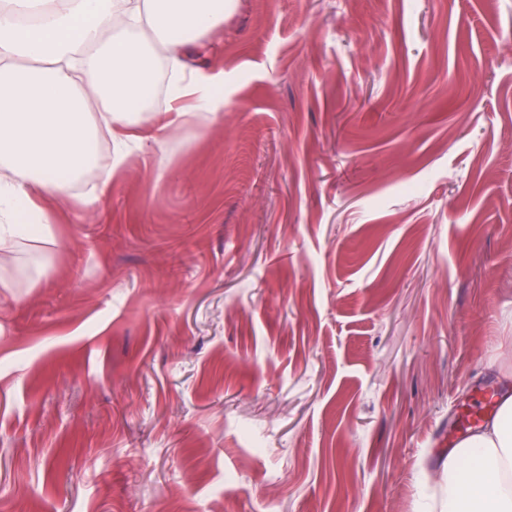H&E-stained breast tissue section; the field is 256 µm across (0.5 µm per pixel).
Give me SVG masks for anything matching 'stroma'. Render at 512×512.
Wrapping results in <instances>:
<instances>
[{"mask_svg": "<svg viewBox=\"0 0 512 512\" xmlns=\"http://www.w3.org/2000/svg\"><path fill=\"white\" fill-rule=\"evenodd\" d=\"M188 65L223 118L0 292V506L416 512L512 371V0H239Z\"/></svg>", "mask_w": 512, "mask_h": 512, "instance_id": "stroma-1", "label": "stroma"}]
</instances>
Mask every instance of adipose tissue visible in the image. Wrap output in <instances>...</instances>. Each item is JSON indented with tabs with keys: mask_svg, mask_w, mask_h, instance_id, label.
<instances>
[{
	"mask_svg": "<svg viewBox=\"0 0 512 512\" xmlns=\"http://www.w3.org/2000/svg\"><path fill=\"white\" fill-rule=\"evenodd\" d=\"M237 0H0V250L37 251L44 271L58 248L42 204L67 195L86 169L115 175L129 139L155 145L224 110L223 74L188 69L187 50L220 29ZM164 111L147 93L158 68ZM114 128L108 154L99 127ZM441 512H512V394L484 427L443 456Z\"/></svg>",
	"mask_w": 512,
	"mask_h": 512,
	"instance_id": "obj_1",
	"label": "adipose tissue"
}]
</instances>
